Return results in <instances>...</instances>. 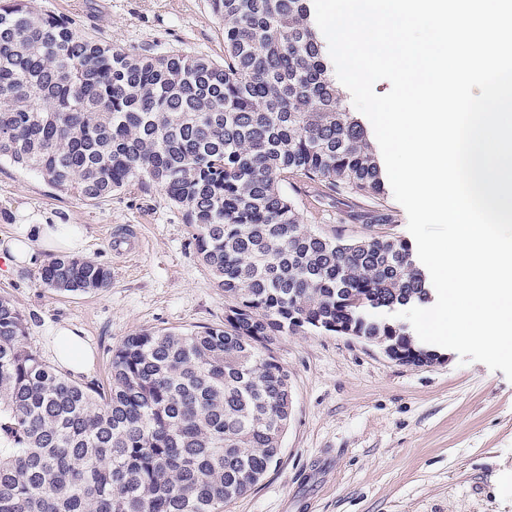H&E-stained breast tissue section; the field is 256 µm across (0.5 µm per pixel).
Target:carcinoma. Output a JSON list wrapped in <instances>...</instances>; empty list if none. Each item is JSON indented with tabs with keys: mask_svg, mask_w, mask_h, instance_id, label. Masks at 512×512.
<instances>
[{
	"mask_svg": "<svg viewBox=\"0 0 512 512\" xmlns=\"http://www.w3.org/2000/svg\"><path fill=\"white\" fill-rule=\"evenodd\" d=\"M309 2L208 0L219 63L114 47L0 0V160L88 202L157 186L224 290V324L126 337L102 388L47 365L1 296L0 512H223L281 454L293 392L280 337L425 348L391 316L431 299L409 244L317 234L282 188L299 175L372 201L385 190ZM40 280L89 293L112 272L56 255Z\"/></svg>",
	"mask_w": 512,
	"mask_h": 512,
	"instance_id": "carcinoma-1",
	"label": "carcinoma"
}]
</instances>
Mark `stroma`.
I'll return each mask as SVG.
<instances>
[{
    "mask_svg": "<svg viewBox=\"0 0 512 512\" xmlns=\"http://www.w3.org/2000/svg\"><path fill=\"white\" fill-rule=\"evenodd\" d=\"M121 48L150 46L224 59V32L207 0H29ZM304 224L346 239H409L393 194L372 201L293 176ZM78 224L86 259L112 271L85 294L45 288L38 266L0 276V296L27 321V343L54 364L51 336L76 329L93 364L79 381L109 382L112 352L141 330L201 331L224 322V293L196 251L182 211L154 185H132L93 205L0 162V239L21 224ZM136 234L128 256L113 234ZM293 408L277 463L224 512H512V381L480 362L405 365L366 340L334 333L284 336Z\"/></svg>",
    "mask_w": 512,
    "mask_h": 512,
    "instance_id": "obj_1",
    "label": "stroma"
}]
</instances>
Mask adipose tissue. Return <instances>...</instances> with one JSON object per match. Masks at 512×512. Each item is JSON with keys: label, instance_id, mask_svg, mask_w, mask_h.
Here are the masks:
<instances>
[{"label": "adipose tissue", "instance_id": "1", "mask_svg": "<svg viewBox=\"0 0 512 512\" xmlns=\"http://www.w3.org/2000/svg\"><path fill=\"white\" fill-rule=\"evenodd\" d=\"M85 243L86 232L76 224H25L18 234L0 244V257L4 258L7 270L12 271L35 265L50 251L81 253ZM54 351L60 368L75 374L86 369L90 349L70 328L56 329Z\"/></svg>", "mask_w": 512, "mask_h": 512}]
</instances>
